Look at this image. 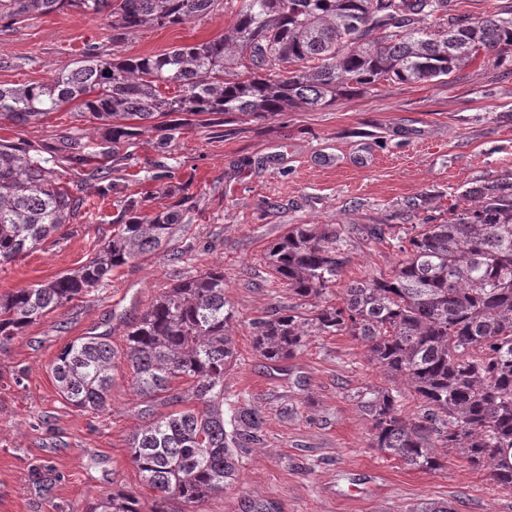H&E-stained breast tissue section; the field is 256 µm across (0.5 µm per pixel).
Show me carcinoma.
<instances>
[{
    "mask_svg": "<svg viewBox=\"0 0 512 512\" xmlns=\"http://www.w3.org/2000/svg\"><path fill=\"white\" fill-rule=\"evenodd\" d=\"M224 35L165 52L110 60L91 46L48 82L0 84V118L40 120L63 105L102 122L117 145L140 131L173 140L178 112L204 124L212 114L254 119L294 108H322L382 82L445 81L491 53L512 62V5L486 18L452 13L451 0H240ZM221 0H0V19L76 9L102 15L112 41L141 27L200 20ZM174 85L165 95L160 87ZM84 146L35 158L0 139V265L33 250L83 206L53 177L61 162H87ZM183 223L176 210L128 216L76 270L0 295V353L14 337L112 271L159 250ZM351 230L294 224L267 248L272 278L297 304L274 306L253 322V346L268 362L292 358L316 334H346L366 347L388 381L408 384L417 414L399 389L367 386L353 395L372 421L370 447L420 470H439L454 449L512 489V172L470 183L441 224ZM386 240L401 254L388 275L351 281L339 304H324L341 280L355 239ZM312 302L310 312L302 303ZM234 307L224 271L176 280L125 333L123 352L96 336L66 344L51 366L60 395L81 411L107 410L112 370L123 360L144 425L130 459L152 491L150 512L195 507L235 480L239 456L261 441L263 418L248 406L224 420V374L236 361L229 327ZM184 379L188 387L176 382ZM197 401L189 408L186 403ZM168 408L157 414L156 408ZM90 512H141L140 500L112 491ZM241 512H281L272 499H247Z\"/></svg>",
    "mask_w": 512,
    "mask_h": 512,
    "instance_id": "carcinoma-1",
    "label": "carcinoma"
}]
</instances>
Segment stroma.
Here are the masks:
<instances>
[{"mask_svg": "<svg viewBox=\"0 0 512 512\" xmlns=\"http://www.w3.org/2000/svg\"><path fill=\"white\" fill-rule=\"evenodd\" d=\"M240 0L176 26H145L121 43L102 16L68 9L13 26L0 20V84L45 82L88 46L116 58L162 52L223 35ZM98 121L62 106L33 124L0 120V138L32 155L100 143ZM156 131L131 136L110 158L59 165L60 182L86 200L69 224L0 266V294L78 268L96 241L123 223L128 197L144 213L177 210L167 245L115 269L110 281L28 326L0 354V512H85L107 493L153 499L130 461L141 425L124 362L112 372L109 407L78 410L60 396L51 365L67 343L100 336L123 349L124 333L179 278L218 266L237 318V361L224 376V409L249 403L265 418L236 481L199 512H240L273 499L282 512H414L441 502L456 512H512V490L456 451L437 471L411 469L370 448V419L353 399L384 386L380 368L348 335L307 337L272 365L253 348L251 320L291 305L273 281L266 248L293 224H436L469 183L512 172V67L488 54L446 83H381L319 109L262 119L216 114L187 124L167 146ZM400 254L357 242L343 281L390 273Z\"/></svg>", "mask_w": 512, "mask_h": 512, "instance_id": "1", "label": "stroma"}]
</instances>
